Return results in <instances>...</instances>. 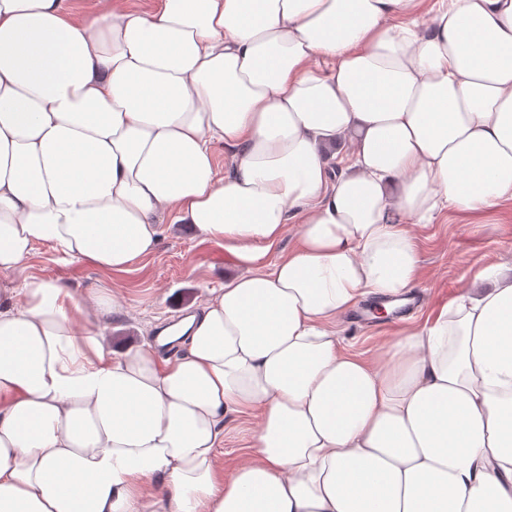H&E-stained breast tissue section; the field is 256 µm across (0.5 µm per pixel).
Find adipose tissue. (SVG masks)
I'll use <instances>...</instances> for the list:
<instances>
[{"label":"adipose tissue","instance_id":"adipose-tissue-1","mask_svg":"<svg viewBox=\"0 0 512 512\" xmlns=\"http://www.w3.org/2000/svg\"><path fill=\"white\" fill-rule=\"evenodd\" d=\"M420 3L0 0V512H512V277L375 361L334 328L414 290L410 225L512 201V0ZM166 220L240 269L180 357L114 353L113 298L24 271H130ZM257 427V418L254 415H242L225 420L224 447L218 449V463L229 473L235 463L244 458L248 444V430Z\"/></svg>","mask_w":512,"mask_h":512}]
</instances>
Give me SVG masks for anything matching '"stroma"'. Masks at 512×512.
Wrapping results in <instances>:
<instances>
[{
  "instance_id": "35a3bbf8",
  "label": "stroma",
  "mask_w": 512,
  "mask_h": 512,
  "mask_svg": "<svg viewBox=\"0 0 512 512\" xmlns=\"http://www.w3.org/2000/svg\"><path fill=\"white\" fill-rule=\"evenodd\" d=\"M420 251L419 292L423 307L406 319L377 321L373 326L353 323L350 314L336 320V332L346 350L375 359L395 339L403 325L424 324L467 287L473 269L512 261V202L471 216L452 208L435 214L427 225L411 227ZM31 274L54 278L68 285L75 297L102 289L113 295L121 312L106 328L108 343L119 352L148 339L154 327L185 307L201 306L209 289L238 274L224 247L203 242L191 225L164 224L155 251L138 262L133 271L112 273L65 260L50 244L37 245L27 263ZM257 426L252 415L226 420L224 446L218 462L231 470L244 458L247 432Z\"/></svg>"
}]
</instances>
